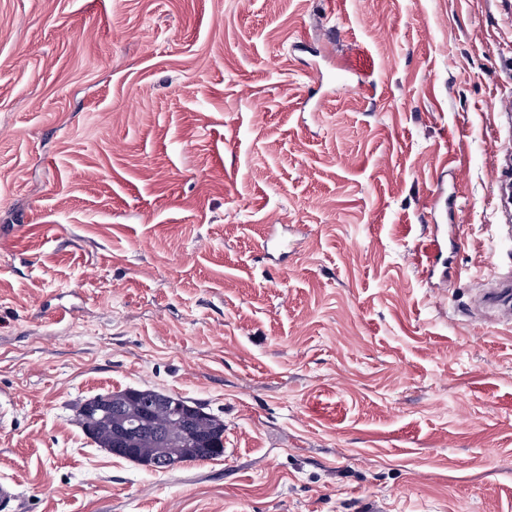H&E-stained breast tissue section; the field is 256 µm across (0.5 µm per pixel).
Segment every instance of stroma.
<instances>
[{"mask_svg": "<svg viewBox=\"0 0 512 512\" xmlns=\"http://www.w3.org/2000/svg\"><path fill=\"white\" fill-rule=\"evenodd\" d=\"M508 101L512 0H0L19 512H512V303L474 305L512 282ZM130 387L223 456L95 447L81 404ZM427 265L423 268L426 278L432 279L436 275L442 278L447 276L448 263V230L434 233L427 244Z\"/></svg>", "mask_w": 512, "mask_h": 512, "instance_id": "stroma-1", "label": "stroma"}]
</instances>
